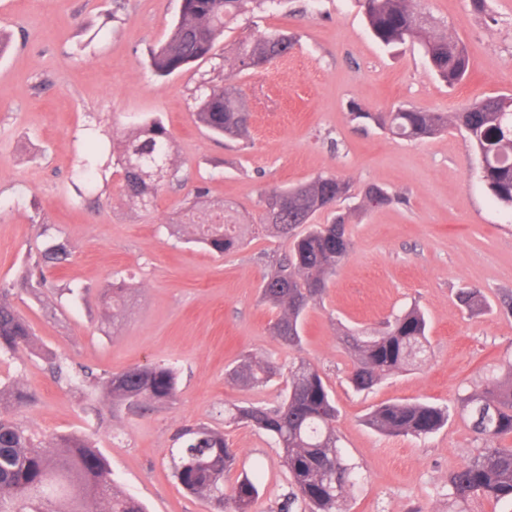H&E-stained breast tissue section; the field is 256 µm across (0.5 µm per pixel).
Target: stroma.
<instances>
[{"label": "stroma", "mask_w": 512, "mask_h": 512, "mask_svg": "<svg viewBox=\"0 0 512 512\" xmlns=\"http://www.w3.org/2000/svg\"><path fill=\"white\" fill-rule=\"evenodd\" d=\"M485 2L480 12L472 0H413L466 47L468 76L453 87L435 76L417 43L386 47L375 39L358 0H281L239 16L216 44L223 57L263 31L281 29L297 42L265 69L225 80L250 114L248 136L229 140L194 121L195 87L216 76L210 64L167 77L148 68V50L166 39L181 0H0V30L12 36L0 56V287L11 289L38 343L73 369L104 379L167 363L179 376L171 404L137 412L102 387L81 391L57 380L41 356L0 353V383L36 398L16 412L17 422L46 442L90 436L114 486L145 512H209L169 468L175 431L208 424L236 450L238 470L258 474L255 512H278L289 490L278 448L264 432L226 422L224 409L275 403L284 383L244 388L228 371L245 354L287 366L303 358L336 401L339 445L360 473L347 512H502L489 500L453 502L447 478L486 446L460 417L461 398L482 391L512 359V312L503 305L512 295V209L488 191L463 131L410 142L351 117L400 105L452 113L486 95L512 94V0ZM153 117L188 180L163 186L144 209L122 191L112 140ZM91 139L100 167L85 186L80 161ZM329 174L349 181L352 196L315 221L347 213L352 249L308 307L297 351L271 336L279 312L261 301L264 273L291 242L261 228L260 197ZM370 184L385 188L391 203H364ZM198 187L199 210L226 205L249 225L237 250L210 254L182 224ZM53 237L69 242V260L46 269L36 291L15 287L26 260ZM120 278L131 291L116 319L101 292ZM463 290L481 292L485 307H462ZM412 305L428 320L427 359L354 391L344 329L381 328ZM397 402L445 406L451 417L424 439L367 425L374 408Z\"/></svg>", "instance_id": "stroma-1"}]
</instances>
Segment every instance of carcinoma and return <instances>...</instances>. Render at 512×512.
<instances>
[{
	"instance_id": "cac0c4a2",
	"label": "carcinoma",
	"mask_w": 512,
	"mask_h": 512,
	"mask_svg": "<svg viewBox=\"0 0 512 512\" xmlns=\"http://www.w3.org/2000/svg\"><path fill=\"white\" fill-rule=\"evenodd\" d=\"M277 0H184L180 14L166 39L148 52V64L158 76L181 72L196 62L215 58V45L224 28L249 10L248 4ZM373 35L390 46L407 40L420 44L436 76L446 85L460 83L469 70L465 47L437 29L411 0H360ZM294 40L286 32L257 34L236 43L233 64L238 72L256 71L285 57ZM195 98V121L225 137H241L247 130L248 112L239 99L222 85L202 80ZM509 95H487L458 112H430L410 107L373 114L354 112V120H372L397 138L424 141L454 125L465 131L485 166L482 178L491 195L512 208V111H502ZM113 166L126 195L144 207L161 186L155 178L162 169L168 182L180 181V169L171 161V143L157 119L144 122L112 143ZM351 186L332 175L288 188L271 187L261 197L259 223L273 234L292 239L288 255L276 261L264 276L261 298L281 311L270 327L278 343L292 349L303 340L306 309L325 292L328 281L348 257L352 241L346 216L330 224H315L318 213L334 208L350 197ZM363 198L373 205L391 202L388 191L371 185ZM195 242L222 256L239 247L247 225L225 207L206 213L200 222L189 219ZM71 256L69 244L49 241L33 264L21 272L13 286L30 287L35 270L56 266ZM127 289L112 284L105 296L112 317L125 306ZM0 289V351L35 348L34 333ZM343 342L353 357L349 376L357 391L371 389L424 357L427 353V320L413 306L402 310L374 332L346 331ZM60 379L83 385L92 373H70L54 354H45ZM282 365L266 357L244 356L229 371V378L242 387L266 383L281 374ZM112 398L139 406H163L175 399L178 374L168 365H144L114 373L104 381ZM33 395L18 386H0V512H97L101 503L107 512H143L140 504L112 486V471L106 458L85 435L69 433L54 438V448L30 433L12 412L31 405ZM461 414L474 433L491 446L462 467L448 474V497L457 503L486 499L512 502V446L494 442L512 437V363L503 377H495L481 393L461 398ZM336 402L319 370L301 358L288 371L287 392L275 406L251 404L224 409L230 422H245L265 432L280 449L289 475L290 491L280 512L295 505L308 512H345L348 489L355 480V466L339 448L336 434ZM448 408L423 402H399L375 408L368 425L385 435L425 438L448 422ZM178 447L171 454L173 476L191 495L214 503L222 512H254L259 490L257 477L241 473L231 494L214 502L215 491L235 471L237 454L224 434L204 424L177 431Z\"/></svg>"
}]
</instances>
